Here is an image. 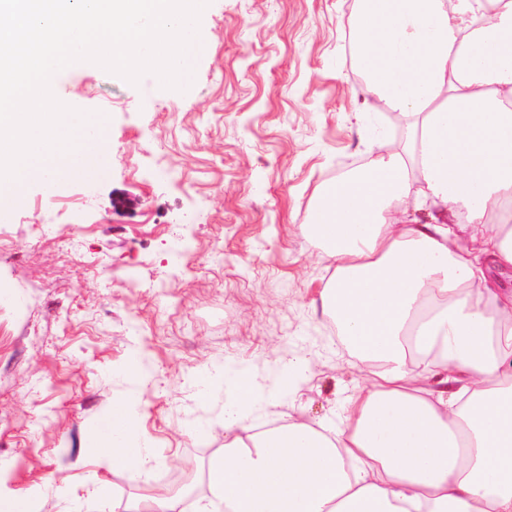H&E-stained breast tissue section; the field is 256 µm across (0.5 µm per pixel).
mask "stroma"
I'll return each mask as SVG.
<instances>
[{"label": "stroma", "mask_w": 512, "mask_h": 512, "mask_svg": "<svg viewBox=\"0 0 512 512\" xmlns=\"http://www.w3.org/2000/svg\"><path fill=\"white\" fill-rule=\"evenodd\" d=\"M354 12L353 0H211L183 92L91 63L54 76L59 100L104 116L109 163L32 180L0 207V488H42L40 512H116L134 495L141 477L103 472L86 448L136 352L151 371L141 432L163 472L222 448L224 397L201 400L196 380L225 362L265 387L281 364L310 365L252 426L335 420L362 361L322 312L334 268L300 226L327 183L402 137L361 91ZM99 476L105 502L90 495Z\"/></svg>", "instance_id": "35a3bbf8"}]
</instances>
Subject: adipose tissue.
<instances>
[{
	"label": "adipose tissue",
	"mask_w": 512,
	"mask_h": 512,
	"mask_svg": "<svg viewBox=\"0 0 512 512\" xmlns=\"http://www.w3.org/2000/svg\"><path fill=\"white\" fill-rule=\"evenodd\" d=\"M353 44L408 145L328 185L301 230L335 266L322 309L366 375L335 428L256 432L277 392L209 371L200 398H233L196 512H512V0H359ZM417 194L431 223H397ZM141 402L113 397L91 428L100 468L159 465Z\"/></svg>",
	"instance_id": "adipose-tissue-1"
}]
</instances>
